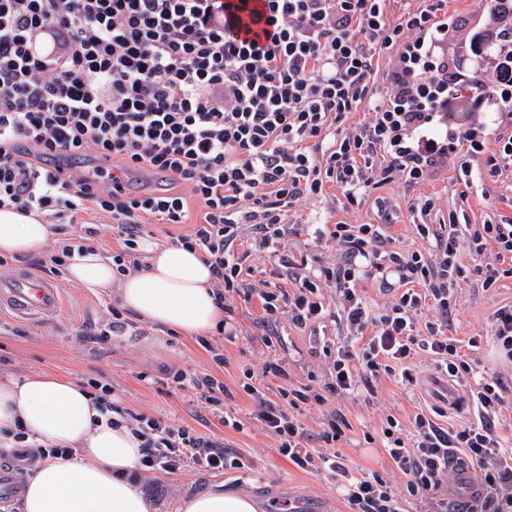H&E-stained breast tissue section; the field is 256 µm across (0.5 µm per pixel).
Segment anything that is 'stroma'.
<instances>
[{
	"mask_svg": "<svg viewBox=\"0 0 512 512\" xmlns=\"http://www.w3.org/2000/svg\"><path fill=\"white\" fill-rule=\"evenodd\" d=\"M445 9L458 21L456 30L448 35V53L457 55L471 79L486 78L495 57L494 43L485 39L493 27L490 0H447ZM448 105V121L452 125H480L491 138L512 132V125L502 122L498 106L476 100L469 87H460ZM426 197L435 200L436 208L424 217L411 205ZM451 216L461 226L485 222L512 224V168L482 175L479 187L467 193L457 180L456 159L451 156L422 182L409 184L396 177L378 181L355 206L345 205L336 185L326 183L321 196L301 202L288 212V232L274 255L254 250L252 230L243 227L237 248L246 257L243 277L255 293L248 298L234 296L227 300L225 316L235 329L231 337L220 331L202 338L188 337L150 326L130 313L126 316L127 335L111 337L103 345L87 342L83 338L85 331L109 322L112 310L119 308L117 292L72 283L66 270H59L54 278L64 290L65 308L54 319L37 325L0 317V378L7 374L48 372L80 384L101 380L112 387L113 406L162 417L210 437L235 451L243 461V468L221 474L189 467L174 475L145 474L141 481L143 495H163V503L156 512H178L183 499L220 481L250 492L259 504V512H270L276 503L292 505L298 501L310 512H350L334 476L323 470L300 469L278 453L277 437L254 418L255 402L242 390L243 372L247 369L253 373V385L273 401L279 399L284 381L298 386L306 383L311 373L320 383L328 378L327 357L313 352L309 332L293 327L287 318H280L277 324L284 347L266 345L258 292L273 280L281 288H289L287 276H271L282 261L304 259L312 268L336 264V244L316 235L321 225L386 222L397 245L412 251L424 246L412 233V225L440 224ZM511 302L510 279L488 290L473 279L461 283L458 289L448 333L462 341L483 335L482 348L470 353L471 358L477 359L479 369L492 372L503 366L490 339L492 315ZM218 353L223 356L219 362L214 359ZM280 357L288 362L287 379L264 375L265 363ZM177 370L190 376L209 374L222 382L224 393L220 403L204 405L192 384H172L169 375ZM426 401L419 386H407L384 376L376 384L375 395L363 393L335 398L323 406H309L302 410L300 419L310 432L316 433L328 413L342 411L352 425L346 441L340 445L346 467L356 476L379 473L397 485L401 478L378 441L382 420L388 412L398 419H407ZM228 414L242 422V429L225 425L224 417Z\"/></svg>",
	"mask_w": 512,
	"mask_h": 512,
	"instance_id": "1",
	"label": "stroma"
}]
</instances>
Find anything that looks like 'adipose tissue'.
<instances>
[{"label": "adipose tissue", "instance_id": "adipose-tissue-1", "mask_svg": "<svg viewBox=\"0 0 512 512\" xmlns=\"http://www.w3.org/2000/svg\"><path fill=\"white\" fill-rule=\"evenodd\" d=\"M48 236L39 213L0 208V256L40 254ZM142 249L139 272L118 277L111 259L93 250L73 257L67 277L88 288L118 287L125 308L162 330L203 335L222 323L217 280L199 252L151 242ZM19 425L43 447L71 451L38 463L22 512H152L129 478L139 465L140 438L125 422L108 424L78 383L47 373L0 381V431ZM182 512H258V503L247 491L215 487L187 498Z\"/></svg>", "mask_w": 512, "mask_h": 512}]
</instances>
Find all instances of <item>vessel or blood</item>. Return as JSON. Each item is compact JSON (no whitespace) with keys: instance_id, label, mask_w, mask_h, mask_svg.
Masks as SVG:
<instances>
[{"instance_id":"obj_1","label":"vessel or blood","mask_w":512,"mask_h":512,"mask_svg":"<svg viewBox=\"0 0 512 512\" xmlns=\"http://www.w3.org/2000/svg\"><path fill=\"white\" fill-rule=\"evenodd\" d=\"M62 300L61 286L39 276L22 272L0 279V313L7 311L17 318L41 323L59 314ZM426 389L451 412L465 401L463 392L445 378H430Z\"/></svg>"}]
</instances>
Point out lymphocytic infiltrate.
Listing matches in <instances>:
<instances>
[{
  "mask_svg": "<svg viewBox=\"0 0 512 512\" xmlns=\"http://www.w3.org/2000/svg\"><path fill=\"white\" fill-rule=\"evenodd\" d=\"M387 0H0V207L75 220L87 209L116 226L122 247L112 261L118 274L139 246L146 221L184 223L189 200L202 220L180 245L200 250L221 288L218 302L250 295L235 249L250 225L259 250L278 245L286 213L334 182L357 205L372 185L378 159L385 174L408 183L427 178L448 156L468 182L475 162L489 173L512 167V136L489 144L478 127L449 125L448 100L466 81L444 50L454 18L445 0L390 25ZM500 46L491 83L471 82L477 99L512 112V0H497ZM55 38L61 52L38 50ZM396 57L390 88L372 100L369 78L377 52ZM367 107L359 131L344 132L346 114ZM104 156L111 168L94 177L66 166L69 158ZM133 171L161 176L166 188L136 195L125 177ZM427 249L396 246L382 224H328L336 242L335 266L292 269L291 291L261 294L264 322L287 316L297 329L337 317L360 336L338 346L321 389H282V403L252 384L244 389L256 417L280 439L279 453L299 468L326 470L347 484L351 512H512V447L497 430L506 402L500 374L484 375L468 356L480 344L449 336L457 290L470 276L489 289L512 279V224L455 228L413 225ZM494 252V262L472 258ZM379 279L395 293L374 312L362 282ZM332 282L340 308L323 296ZM428 354L437 371L468 389L475 418L447 429L424 408L408 422L386 415L381 446L403 475L395 489L382 475L353 476L335 445L351 424L332 412L310 438L293 409L329 398L374 392L382 376L412 385L416 362ZM142 472L174 474L192 467L221 472L241 466L239 456L212 439L161 417L135 415ZM471 465L479 491L449 510L443 495L460 460Z\"/></svg>",
  "mask_w": 512,
  "mask_h": 512,
  "instance_id": "f902f5d3",
  "label": "lymphocytic infiltrate"
}]
</instances>
